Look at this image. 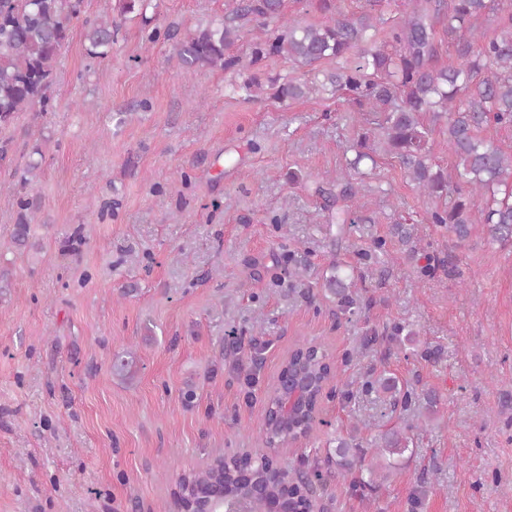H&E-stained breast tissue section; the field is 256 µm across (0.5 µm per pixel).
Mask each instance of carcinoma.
I'll use <instances>...</instances> for the list:
<instances>
[{"instance_id":"carcinoma-1","label":"carcinoma","mask_w":512,"mask_h":512,"mask_svg":"<svg viewBox=\"0 0 512 512\" xmlns=\"http://www.w3.org/2000/svg\"><path fill=\"white\" fill-rule=\"evenodd\" d=\"M120 13H135L151 28L147 39L155 42L160 31L155 18L146 14L150 0H120ZM233 7L220 19L200 23L184 32H173V59L184 69L219 68L232 73L230 85L246 97L260 89L252 76L242 77L241 59L230 49L246 35L252 36L251 63L267 56H280L300 67L315 68L324 61L336 62V69L297 81L285 78L270 85L271 98L278 103L311 98L320 94H341L358 112L366 114L353 148L350 170L313 182V192L324 200L323 223L337 227L342 239L345 226L361 224L353 209L362 194L364 181L359 165L373 159L382 148L394 155L419 193L446 199L448 205L429 212L433 224L448 230V236L462 244L477 228L488 234L492 244L512 246V153L503 151L482 136L491 127H512V3L496 0H407L402 18L387 23L382 16L363 12L346 14L338 0H320L328 14L316 25L284 12V0H231ZM84 0H0V129L10 126L18 112L51 107L50 90L57 60L66 43L73 20L82 13ZM486 16L496 28L492 37L471 27V19ZM118 24L109 12L84 23L87 55L105 58L112 52ZM452 41L458 63H439L442 40ZM446 122L443 145L455 159L453 178L435 161V126ZM40 162L31 160L20 177L22 192L17 196V218L10 238L11 247L33 246L29 213L36 171ZM354 270L334 259L323 290L336 311L350 318L363 308L353 289ZM388 341L421 345L417 333L405 326L385 328ZM326 347L315 339L297 340L283 360V366L308 378L313 397L288 426L261 427L257 441L263 448H287L299 437L309 436L317 413V395L337 380V371L327 362ZM137 372L135 353L127 350L112 358V374L131 379ZM367 390L378 395L383 409L394 413L399 404L419 402L415 419L391 428L364 442L361 430L367 423L353 424L346 433L336 434L327 463L350 484L377 490L391 470L415 454L413 431L438 413L439 398L432 389L412 394L392 373L384 370L367 382ZM229 482L247 512H270L277 499L300 489L288 467L280 473L256 462L247 474L224 461L210 457L200 468L184 471L173 494V502L193 512L208 489L217 482ZM262 483L266 494L257 496L253 485Z\"/></svg>"}]
</instances>
